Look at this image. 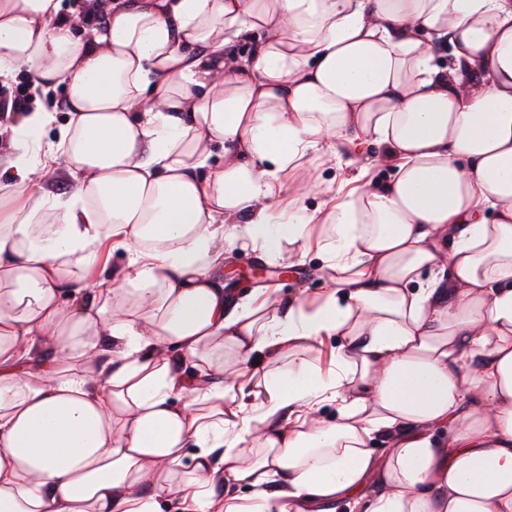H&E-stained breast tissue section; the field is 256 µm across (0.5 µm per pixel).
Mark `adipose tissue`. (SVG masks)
I'll list each match as a JSON object with an SVG mask.
<instances>
[{"label": "adipose tissue", "instance_id": "1", "mask_svg": "<svg viewBox=\"0 0 512 512\" xmlns=\"http://www.w3.org/2000/svg\"><path fill=\"white\" fill-rule=\"evenodd\" d=\"M63 9L0 0V77L71 114L0 125V512H512V0ZM369 142L386 182L286 190ZM288 245L328 288H225V249ZM23 90L28 98V108H34L37 103L44 109L54 112L55 122L47 127L43 133V145L56 138L58 129L64 125L68 118L69 112L67 105L63 108L58 107V102H66V87L64 84H59L54 88L49 89L46 93L35 91L32 88L30 76L25 72H18L13 77L6 81L0 80V94H1V111L3 109V100L6 96L17 90Z\"/></svg>", "mask_w": 512, "mask_h": 512}]
</instances>
